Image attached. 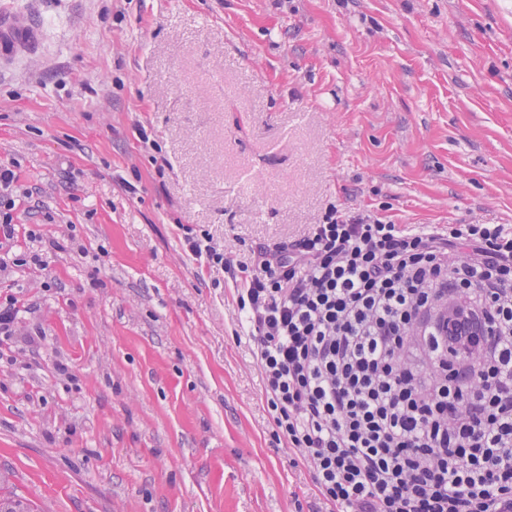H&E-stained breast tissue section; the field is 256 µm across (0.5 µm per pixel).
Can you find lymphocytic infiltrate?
<instances>
[{
  "instance_id": "f902f5d3",
  "label": "lymphocytic infiltrate",
  "mask_w": 512,
  "mask_h": 512,
  "mask_svg": "<svg viewBox=\"0 0 512 512\" xmlns=\"http://www.w3.org/2000/svg\"><path fill=\"white\" fill-rule=\"evenodd\" d=\"M277 438L332 512H512V233L329 205L232 261ZM492 332H485V322Z\"/></svg>"
}]
</instances>
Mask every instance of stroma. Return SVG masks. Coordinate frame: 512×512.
<instances>
[{"instance_id": "1", "label": "stroma", "mask_w": 512, "mask_h": 512, "mask_svg": "<svg viewBox=\"0 0 512 512\" xmlns=\"http://www.w3.org/2000/svg\"><path fill=\"white\" fill-rule=\"evenodd\" d=\"M37 11L0 73V212L66 249L0 365V504L325 512L273 435L226 255L328 205L512 230V0H0ZM67 372H60V365Z\"/></svg>"}]
</instances>
